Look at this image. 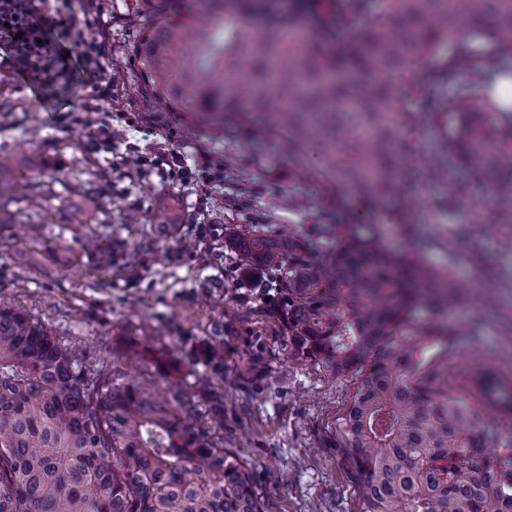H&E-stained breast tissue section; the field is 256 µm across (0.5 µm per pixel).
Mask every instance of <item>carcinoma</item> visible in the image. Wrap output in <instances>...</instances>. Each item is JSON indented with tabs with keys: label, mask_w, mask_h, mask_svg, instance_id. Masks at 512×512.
Instances as JSON below:
<instances>
[{
	"label": "carcinoma",
	"mask_w": 512,
	"mask_h": 512,
	"mask_svg": "<svg viewBox=\"0 0 512 512\" xmlns=\"http://www.w3.org/2000/svg\"><path fill=\"white\" fill-rule=\"evenodd\" d=\"M262 16L227 28L242 3ZM134 45L140 77L160 107L214 125L275 109L287 148L327 158L323 192L373 204L405 202L411 166L396 156L404 96L425 94L429 114L455 124L440 154L512 197V103L484 89L446 96L414 79L418 65L457 44L444 80L474 70L475 42L499 54L512 79V0H292L300 24L285 23L278 0H200L190 18L158 0ZM373 20L364 37L343 38ZM13 167L0 163V214L9 212ZM154 217L171 224L160 197ZM224 245L248 276L274 280L277 314L292 357L351 393L334 419L338 454L356 491L354 512H512V440L476 429L448 393V361L467 325L417 316L464 301L445 269L424 265L418 239L402 253L354 224H318L287 234L277 224L224 228ZM251 342L247 374L266 368ZM208 357L224 367V337ZM469 386L499 422L512 425V380L476 370ZM252 464L224 435L194 429L178 395L132 380L112 357L87 362L42 321L0 306V512H270Z\"/></svg>",
	"instance_id": "1"
}]
</instances>
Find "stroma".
Masks as SVG:
<instances>
[{
	"instance_id": "1",
	"label": "stroma",
	"mask_w": 512,
	"mask_h": 512,
	"mask_svg": "<svg viewBox=\"0 0 512 512\" xmlns=\"http://www.w3.org/2000/svg\"><path fill=\"white\" fill-rule=\"evenodd\" d=\"M98 12V28L106 35L101 63L112 75L115 100L129 113L162 115L177 140L202 149L212 166L236 158L254 187L250 206H231L240 189L229 176L211 187L218 205L200 211L202 184H182L164 164L144 171L121 166L126 145L111 154L96 149L86 132L58 120L70 105L90 103L86 74L60 76L42 58L12 81L13 59L0 45V161L16 165L14 202L0 221V304L40 319L60 340L92 355L144 351L137 377L165 392L177 389L193 418L207 419L211 411L213 401L199 384L211 378L224 396V445L251 462L272 512H353L354 488L332 430L349 389L322 381L290 357L275 289L263 287L261 276L241 274L237 253L224 246V227L279 224L302 234L342 209L362 233L377 232L388 246L404 249L406 226L383 219L392 201L371 208L352 197L339 207L321 196L314 177L324 159L312 147L293 155L280 135L256 139L232 126L202 129L187 113L153 105L132 54L148 17L137 0H99ZM404 109L397 144L416 168L409 199L429 242L423 259L433 268H452L481 299L460 310L480 329L459 337L458 356L448 367L449 391L462 394L463 379L476 369L489 366L512 376V248L503 243L512 236V205L462 171H449L444 182L427 180L444 129L425 121L424 97H407ZM78 184L101 188L86 202L85 224L70 221L69 189ZM275 192L303 204L272 208ZM161 196L174 208L168 228L153 217ZM452 235L458 240L453 252L446 247ZM104 239L112 242L108 267L98 263ZM217 330L225 338L219 374L205 356L206 339ZM257 334L269 366L250 379L243 366L248 341Z\"/></svg>"
}]
</instances>
